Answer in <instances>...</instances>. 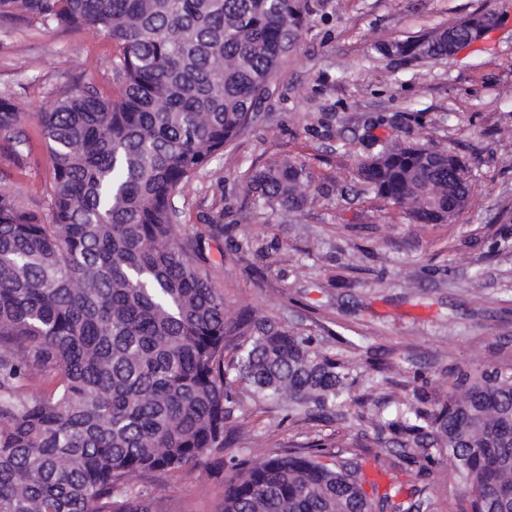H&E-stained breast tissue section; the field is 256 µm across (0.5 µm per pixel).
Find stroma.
Instances as JSON below:
<instances>
[{
	"instance_id": "stroma-1",
	"label": "stroma",
	"mask_w": 512,
	"mask_h": 512,
	"mask_svg": "<svg viewBox=\"0 0 512 512\" xmlns=\"http://www.w3.org/2000/svg\"><path fill=\"white\" fill-rule=\"evenodd\" d=\"M260 112L178 202L179 227L201 234L225 314L277 317L317 336L344 361L352 395L415 399L414 375L445 398L454 367H512V0H309ZM477 12L498 24L454 56L401 64L378 51L448 28ZM111 42L37 22L0 21V96L46 105L93 81L116 90ZM20 163L0 157L11 188L43 201L50 162L35 121L23 123ZM455 151L475 191L450 224H416L376 196L357 166L372 138ZM303 163V208L255 199L250 176L270 161ZM221 231H214L213 223ZM358 423H294L276 404L247 400L229 422L225 457L248 458L317 439L353 447ZM225 468L210 461L169 477L178 512H219Z\"/></svg>"
}]
</instances>
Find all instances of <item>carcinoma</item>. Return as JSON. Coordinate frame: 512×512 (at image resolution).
<instances>
[{
  "mask_svg": "<svg viewBox=\"0 0 512 512\" xmlns=\"http://www.w3.org/2000/svg\"><path fill=\"white\" fill-rule=\"evenodd\" d=\"M302 0H0V18L103 33L118 91L75 85L35 114L51 164L43 216L0 188V512H165L137 474L174 476L221 460L243 397L297 422H341L349 373L316 337L270 316L227 322L199 237L175 200L246 127L303 25ZM26 113L0 98V155L19 160ZM358 165L375 195L417 224L448 218L459 175L439 153L384 143ZM305 165L276 160L250 190L270 206L308 199ZM237 337L225 364L227 337ZM363 444L316 440L237 463L221 512H440L425 475L448 456L469 496L448 512H512V369L460 366L448 395L393 398ZM391 459L385 464V459Z\"/></svg>",
  "mask_w": 512,
  "mask_h": 512,
  "instance_id": "cac0c4a2",
  "label": "carcinoma"
}]
</instances>
